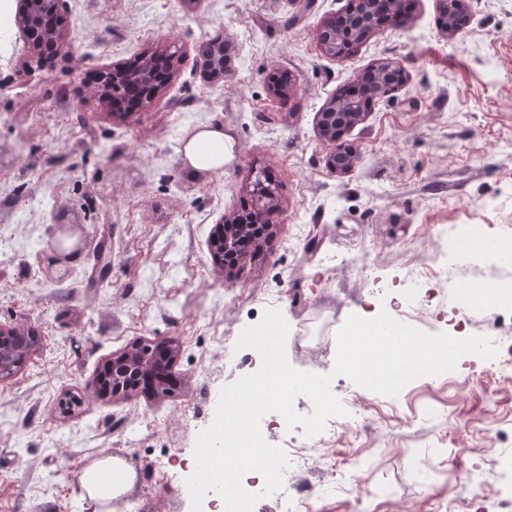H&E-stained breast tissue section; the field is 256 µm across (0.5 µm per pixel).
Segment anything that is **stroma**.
I'll return each instance as SVG.
<instances>
[{"mask_svg":"<svg viewBox=\"0 0 512 512\" xmlns=\"http://www.w3.org/2000/svg\"><path fill=\"white\" fill-rule=\"evenodd\" d=\"M350 0H61L66 61L29 67L17 0H0V324L31 330L23 367L0 379V512H191L188 464L220 391L247 372L235 347L258 305L276 300L288 362L332 374L337 398L362 397L372 426L337 428L308 465L314 512H461L469 485L497 492L485 433L512 426V383L487 369L420 380L390 398L333 375L337 333L360 311L346 261L366 244L389 279L440 224L512 225V0H468L446 35L438 0H405L397 26L349 55L319 44ZM230 44L223 78L197 49ZM177 45L180 61L146 107L110 115L88 76ZM395 61L404 74L342 134L355 155L331 169L316 114L338 87ZM283 76L287 103L269 94ZM222 125L233 158L186 167L181 148ZM281 210L274 237L222 271L209 241L241 211L259 170ZM82 243L55 262L58 224ZM110 285L95 287L101 227ZM173 340L171 394L102 398L98 372L139 341ZM134 472L125 494L90 501L80 475L100 454Z\"/></svg>","mask_w":512,"mask_h":512,"instance_id":"35a3bbf8","label":"stroma"}]
</instances>
